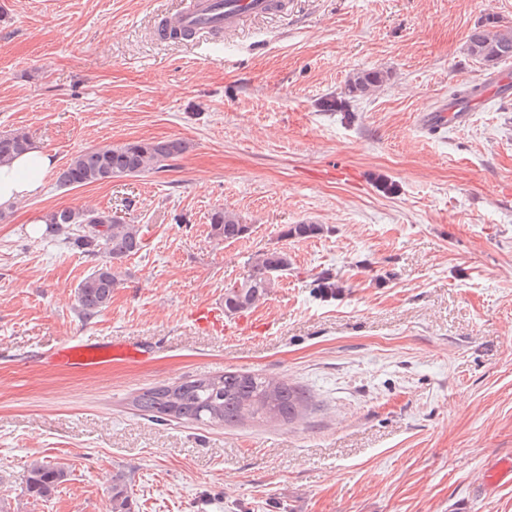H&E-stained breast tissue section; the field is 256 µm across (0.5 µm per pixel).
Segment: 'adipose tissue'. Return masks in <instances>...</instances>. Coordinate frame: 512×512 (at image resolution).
Masks as SVG:
<instances>
[{
  "label": "adipose tissue",
  "mask_w": 512,
  "mask_h": 512,
  "mask_svg": "<svg viewBox=\"0 0 512 512\" xmlns=\"http://www.w3.org/2000/svg\"><path fill=\"white\" fill-rule=\"evenodd\" d=\"M50 167L48 153L35 146L0 165V207L36 195Z\"/></svg>",
  "instance_id": "1"
}]
</instances>
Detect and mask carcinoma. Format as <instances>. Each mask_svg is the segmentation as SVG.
<instances>
[{
	"label": "carcinoma",
	"mask_w": 512,
	"mask_h": 512,
	"mask_svg": "<svg viewBox=\"0 0 512 512\" xmlns=\"http://www.w3.org/2000/svg\"><path fill=\"white\" fill-rule=\"evenodd\" d=\"M467 54L489 67L512 59V27L499 24L493 16L477 21L466 42ZM388 75L380 70H364L351 76L341 91L322 102L326 112H349L350 103L378 93ZM29 147L21 131L0 134V164L7 163ZM187 145L177 139L136 141L84 151L75 156L58 175L62 186H86L114 178L135 177L150 170L170 167ZM55 236H64L86 255L101 258L76 288L80 315L90 319L112 304V292L119 287L118 265L141 249L137 224H126L108 211L62 209L46 217ZM212 235L236 241L250 233V225L233 210L216 208L210 217ZM319 224H292L284 236L308 239L320 235ZM247 275L224 289V313L231 316L252 308L274 284V276L291 269L292 260L280 248L261 249L247 260ZM313 290L331 296L340 288L339 280L325 270L314 275ZM134 410L151 418L182 420L204 425H233L244 420L275 421L291 424L315 409L310 391L298 384L263 373L224 371L171 385L144 390L130 401ZM67 472L58 463L37 461L24 475L27 494L35 499L51 495L65 481ZM111 512H132L125 477H112Z\"/></svg>",
	"instance_id": "cac0c4a2"
}]
</instances>
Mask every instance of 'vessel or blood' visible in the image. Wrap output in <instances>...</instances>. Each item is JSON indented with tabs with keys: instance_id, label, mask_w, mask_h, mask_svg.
I'll list each match as a JSON object with an SVG mask.
<instances>
[{
	"instance_id": "vessel-or-blood-1",
	"label": "vessel or blood",
	"mask_w": 512,
	"mask_h": 512,
	"mask_svg": "<svg viewBox=\"0 0 512 512\" xmlns=\"http://www.w3.org/2000/svg\"><path fill=\"white\" fill-rule=\"evenodd\" d=\"M281 8V0H191L190 6L167 19L161 30L166 33L174 27L189 34L218 35L236 27L246 17L264 16ZM140 356V348L131 344L108 348L74 338L56 350L54 359L63 367L82 371L99 367L112 357L135 360Z\"/></svg>"
}]
</instances>
